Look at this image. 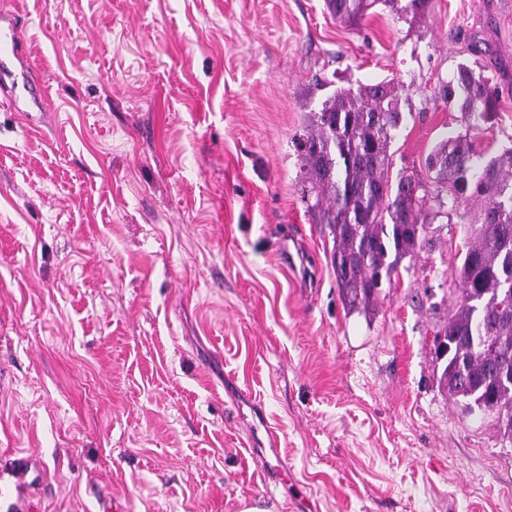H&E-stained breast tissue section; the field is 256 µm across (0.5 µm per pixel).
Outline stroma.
Listing matches in <instances>:
<instances>
[{"mask_svg":"<svg viewBox=\"0 0 512 512\" xmlns=\"http://www.w3.org/2000/svg\"><path fill=\"white\" fill-rule=\"evenodd\" d=\"M38 105L0 96V458L34 512H512V440L439 385L464 225L349 311L298 139L396 78L390 180L461 129L459 64L512 146V0L350 27L324 0H0ZM292 479L280 480L277 456ZM1 472L4 473L7 471L11 476H13L18 484H27L28 485V477L31 472L34 473L35 470H32V460L31 456H22L16 457L12 460H7L0 463Z\"/></svg>","mask_w":512,"mask_h":512,"instance_id":"stroma-1","label":"stroma"}]
</instances>
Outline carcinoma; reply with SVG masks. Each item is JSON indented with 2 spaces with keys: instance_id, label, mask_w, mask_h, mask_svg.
Listing matches in <instances>:
<instances>
[{
  "instance_id": "1",
  "label": "carcinoma",
  "mask_w": 512,
  "mask_h": 512,
  "mask_svg": "<svg viewBox=\"0 0 512 512\" xmlns=\"http://www.w3.org/2000/svg\"><path fill=\"white\" fill-rule=\"evenodd\" d=\"M325 0L349 26L377 5L425 14L429 0ZM458 105L465 132L442 140L429 158V181L389 179L393 131L402 119L395 80L343 88L315 113L301 142L312 209L328 226L331 265L352 311L373 310L401 261L414 256L439 217L468 218V245L458 277L460 296L435 337L439 383L449 396L473 402L512 439V148L488 160L470 132L493 125L499 99L489 79L461 63L442 86Z\"/></svg>"
}]
</instances>
